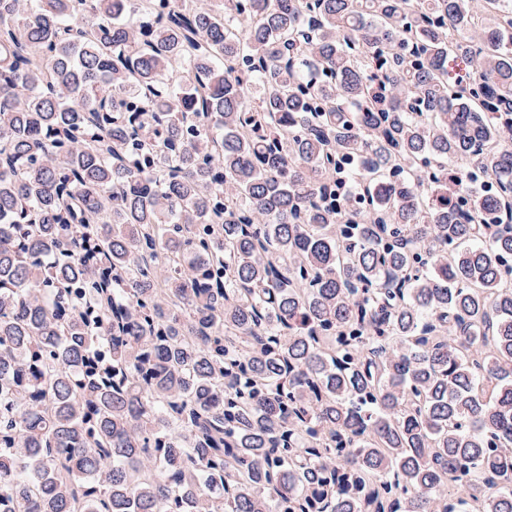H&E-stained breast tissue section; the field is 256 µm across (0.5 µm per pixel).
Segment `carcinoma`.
Returning <instances> with one entry per match:
<instances>
[{
    "label": "carcinoma",
    "instance_id": "1",
    "mask_svg": "<svg viewBox=\"0 0 512 512\" xmlns=\"http://www.w3.org/2000/svg\"><path fill=\"white\" fill-rule=\"evenodd\" d=\"M507 131L512 0H0V512H512Z\"/></svg>",
    "mask_w": 512,
    "mask_h": 512
}]
</instances>
